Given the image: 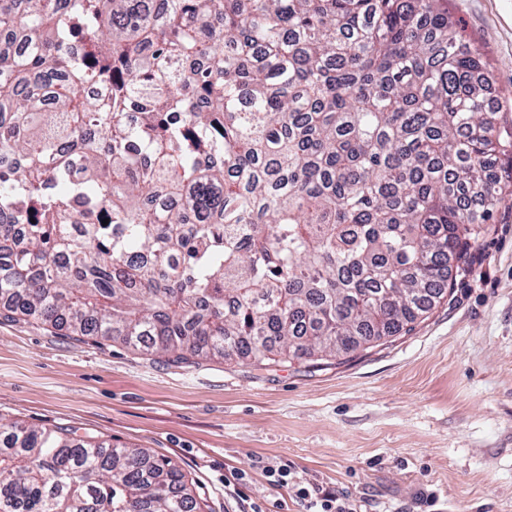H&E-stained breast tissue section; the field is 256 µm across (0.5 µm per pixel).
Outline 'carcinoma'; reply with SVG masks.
Segmentation results:
<instances>
[{"instance_id": "cac0c4a2", "label": "carcinoma", "mask_w": 512, "mask_h": 512, "mask_svg": "<svg viewBox=\"0 0 512 512\" xmlns=\"http://www.w3.org/2000/svg\"><path fill=\"white\" fill-rule=\"evenodd\" d=\"M444 2L0 0V304L175 364L411 329L509 193ZM203 507L147 448L0 420V512Z\"/></svg>"}]
</instances>
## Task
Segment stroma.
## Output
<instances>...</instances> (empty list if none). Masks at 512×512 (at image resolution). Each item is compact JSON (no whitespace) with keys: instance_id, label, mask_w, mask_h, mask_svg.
Returning <instances> with one entry per match:
<instances>
[{"instance_id":"obj_1","label":"stroma","mask_w":512,"mask_h":512,"mask_svg":"<svg viewBox=\"0 0 512 512\" xmlns=\"http://www.w3.org/2000/svg\"><path fill=\"white\" fill-rule=\"evenodd\" d=\"M448 15L511 127L512 0H448ZM0 418L150 449L207 512H307L264 471L284 463L362 512H512V199L447 297L343 363L173 365L0 308ZM233 472L245 479L229 495Z\"/></svg>"}]
</instances>
